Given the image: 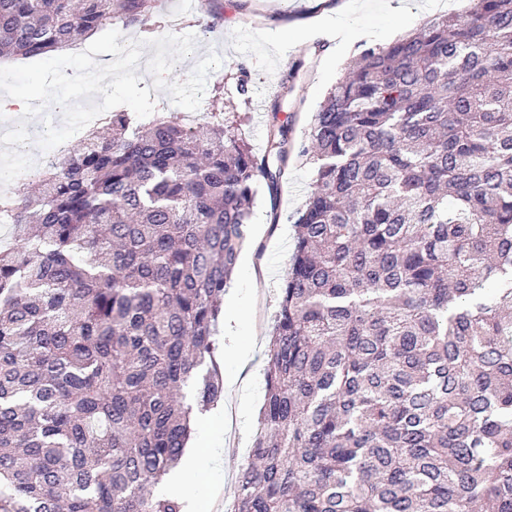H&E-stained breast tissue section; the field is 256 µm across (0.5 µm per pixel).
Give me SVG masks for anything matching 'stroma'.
Returning <instances> with one entry per match:
<instances>
[{"mask_svg":"<svg viewBox=\"0 0 512 512\" xmlns=\"http://www.w3.org/2000/svg\"><path fill=\"white\" fill-rule=\"evenodd\" d=\"M191 0H156L149 28L130 25L115 16L112 27L125 39L156 38L167 33H191L195 51L180 59L171 77L185 80L199 59L216 51L222 64L206 84L204 102H211L216 85H223L225 99L234 109L247 113L242 133L256 154H263L273 109L293 117L291 136L308 139L314 113L328 89L367 47H382L421 28L428 19L460 14L468 0H378L375 6L350 14L340 25H314L326 0H202L201 8ZM246 68L250 100L236 101L233 77ZM294 72V90L282 95L280 82ZM313 172L302 158H291L279 181L276 205L258 199L247 228V240L237 269L224 293V305L236 314L234 332L239 354L217 353L223 376H250L246 429L227 430L224 421L201 412L192 432L194 446L220 448L224 465L208 469L190 486V496L206 500L222 488L225 503L234 500L241 468L257 434L256 418L265 400V352L270 341L280 289L288 273L294 248L293 216L310 190Z\"/></svg>","mask_w":512,"mask_h":512,"instance_id":"obj_1","label":"stroma"}]
</instances>
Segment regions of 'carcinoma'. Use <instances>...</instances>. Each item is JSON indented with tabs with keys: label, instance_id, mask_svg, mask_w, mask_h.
Wrapping results in <instances>:
<instances>
[{
	"label": "carcinoma",
	"instance_id": "1",
	"mask_svg": "<svg viewBox=\"0 0 512 512\" xmlns=\"http://www.w3.org/2000/svg\"><path fill=\"white\" fill-rule=\"evenodd\" d=\"M363 50L295 145L106 120L0 198V512H182L158 485L214 357L256 198L314 165L230 512H512V0ZM148 0H0V55L62 51ZM196 380L194 403L183 388Z\"/></svg>",
	"mask_w": 512,
	"mask_h": 512
}]
</instances>
